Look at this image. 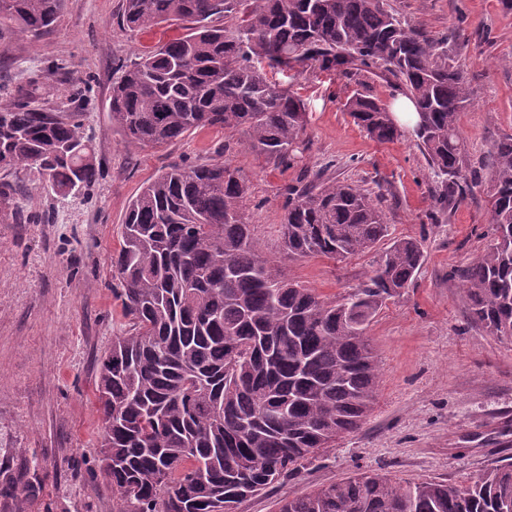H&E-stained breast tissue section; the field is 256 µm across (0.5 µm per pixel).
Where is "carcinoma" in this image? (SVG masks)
I'll list each match as a JSON object with an SVG mask.
<instances>
[{"mask_svg": "<svg viewBox=\"0 0 512 512\" xmlns=\"http://www.w3.org/2000/svg\"><path fill=\"white\" fill-rule=\"evenodd\" d=\"M64 0H0V20L41 35ZM176 22L185 33L121 66L109 112L124 141L161 147L200 127L239 132L255 154L293 165L306 130L301 97L273 76L381 68L425 113L415 130L439 203L487 184L492 240L464 274L471 321L512 338V136L480 171L465 167L459 114L473 90L448 59V40L402 23L382 0H123L120 24ZM55 106L34 74L0 95V201L6 176L34 169L55 194L100 176L77 105ZM373 140L398 130L384 103L346 102ZM248 186L221 162L175 164L131 199L112 268L129 328L112 340L97 380L100 445L112 448L116 512H235L302 461L362 427L380 366L366 331L409 287L418 242L394 239L350 295L331 300L282 274L256 249ZM389 236L372 193L318 176L288 186L281 254L346 260ZM279 512H512V463L470 485L400 482L364 472L289 499Z\"/></svg>", "mask_w": 512, "mask_h": 512, "instance_id": "cac0c4a2", "label": "carcinoma"}]
</instances>
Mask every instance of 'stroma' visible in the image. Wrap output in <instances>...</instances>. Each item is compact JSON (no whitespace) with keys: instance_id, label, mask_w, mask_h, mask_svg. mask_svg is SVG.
Masks as SVG:
<instances>
[{"instance_id":"1","label":"stroma","mask_w":512,"mask_h":512,"mask_svg":"<svg viewBox=\"0 0 512 512\" xmlns=\"http://www.w3.org/2000/svg\"><path fill=\"white\" fill-rule=\"evenodd\" d=\"M402 22L448 40L474 100L460 114L466 162L512 135V9L502 0H383ZM122 0H65L52 31L34 37L0 25V86L42 75L66 103L86 89L82 132L99 180L67 197L36 171L16 174L12 207H0V512H115L100 471L96 413L99 364L127 329L111 257L129 199L174 163L227 162L249 186L246 213L257 248L279 251L284 189L303 177L354 182L375 194L392 238L417 240L425 255L413 284L368 327L381 379L356 432L303 461L297 472L243 501L236 512H278L288 499L365 471L402 482L467 484L512 462V340L470 322L463 273L489 244L483 189L443 206L411 129L370 139L346 112L357 91L391 102L394 79L371 73L281 77L307 104L308 126L287 166L258 158L236 132L202 128L162 148L126 145L108 112L120 68L176 26L129 31ZM68 62L66 70L52 66ZM383 245L335 262H286L287 274L343 298L375 267Z\"/></svg>"}]
</instances>
